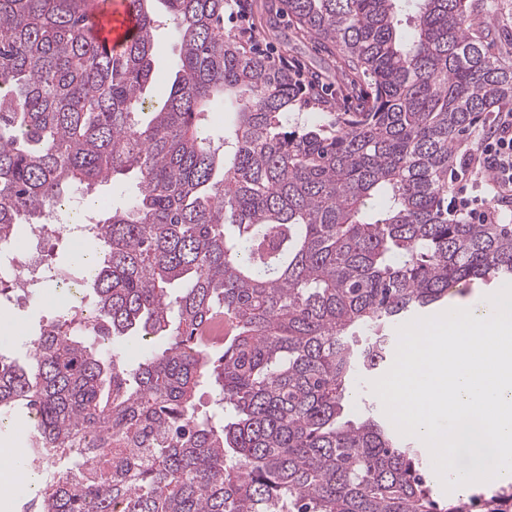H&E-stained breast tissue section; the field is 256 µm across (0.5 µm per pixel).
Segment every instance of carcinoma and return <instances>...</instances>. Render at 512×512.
Here are the masks:
<instances>
[{
	"label": "carcinoma",
	"instance_id": "1",
	"mask_svg": "<svg viewBox=\"0 0 512 512\" xmlns=\"http://www.w3.org/2000/svg\"><path fill=\"white\" fill-rule=\"evenodd\" d=\"M156 1L180 57L154 104ZM126 2L136 34L114 49L97 30L112 0H0V241L74 188L135 183L99 205L96 264L67 261L92 290L85 333L0 350V417L31 429L43 478L32 512H470L439 506L391 423L342 411L391 324L512 278L511 225L448 222L455 149L512 108L493 18L473 0H281L353 75L358 107L318 124L290 116L288 69L224 34L226 0ZM476 510L512 512V490Z\"/></svg>",
	"mask_w": 512,
	"mask_h": 512
}]
</instances>
